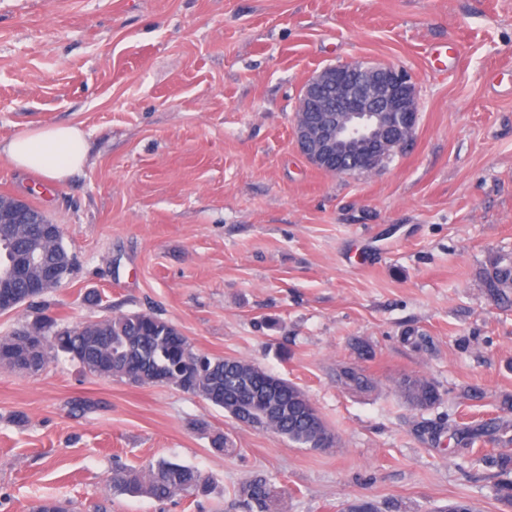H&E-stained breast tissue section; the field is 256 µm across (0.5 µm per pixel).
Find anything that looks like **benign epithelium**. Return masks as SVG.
<instances>
[{
	"mask_svg": "<svg viewBox=\"0 0 512 512\" xmlns=\"http://www.w3.org/2000/svg\"><path fill=\"white\" fill-rule=\"evenodd\" d=\"M419 122L415 83L395 66L360 67L354 63L325 67L306 82L298 98L294 138L300 152L317 168L338 176L375 172L385 157L400 152ZM1 224H32L25 239L23 265L40 264L42 252L58 231L38 224L19 198L0 199ZM14 262L0 269V312L19 301L13 287ZM69 276L59 267L32 284V295L51 291Z\"/></svg>",
	"mask_w": 512,
	"mask_h": 512,
	"instance_id": "7a95c632",
	"label": "benign epithelium"
}]
</instances>
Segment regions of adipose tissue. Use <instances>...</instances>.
Listing matches in <instances>:
<instances>
[{
  "label": "adipose tissue",
  "mask_w": 512,
  "mask_h": 512,
  "mask_svg": "<svg viewBox=\"0 0 512 512\" xmlns=\"http://www.w3.org/2000/svg\"><path fill=\"white\" fill-rule=\"evenodd\" d=\"M0 154L16 168L58 182L83 166L87 143L79 126L36 124L1 144Z\"/></svg>",
  "instance_id": "adipose-tissue-1"
}]
</instances>
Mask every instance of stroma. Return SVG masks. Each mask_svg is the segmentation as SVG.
<instances>
[{
  "label": "stroma",
  "mask_w": 512,
  "mask_h": 512,
  "mask_svg": "<svg viewBox=\"0 0 512 512\" xmlns=\"http://www.w3.org/2000/svg\"><path fill=\"white\" fill-rule=\"evenodd\" d=\"M356 62L408 71L420 118L384 168L336 176L299 152L295 106L312 73ZM34 124L80 126L87 161L50 183L0 155V194L59 224L76 266L0 312V337L39 316L150 311L194 349L300 387L336 440L303 448L64 357L0 366V512H245L254 474L283 512L354 498L512 512L496 491L512 480L496 463L512 438V305L479 286L512 253V0H0V142ZM413 329L427 348L404 342ZM346 366L372 389L342 385ZM405 375L440 401L411 405ZM424 421L451 429L433 441ZM161 459L199 469L209 494L113 493L114 467ZM400 394L420 409H427L439 401L441 395L437 387L419 376H404L397 382Z\"/></svg>",
  "instance_id": "stroma-1"
}]
</instances>
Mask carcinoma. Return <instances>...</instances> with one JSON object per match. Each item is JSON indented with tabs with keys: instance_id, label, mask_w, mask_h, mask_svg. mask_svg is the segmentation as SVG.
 I'll use <instances>...</instances> for the list:
<instances>
[{
	"instance_id": "cac0c4a2",
	"label": "carcinoma",
	"mask_w": 512,
	"mask_h": 512,
	"mask_svg": "<svg viewBox=\"0 0 512 512\" xmlns=\"http://www.w3.org/2000/svg\"><path fill=\"white\" fill-rule=\"evenodd\" d=\"M481 287L492 298L512 300V254L497 253L480 274ZM47 338L46 348L21 364L28 348L9 336L0 338V364L28 372L41 370L52 353H62L89 373L136 385L168 384L198 396L243 418L255 427L272 430L300 447L332 446L335 435L310 398L296 385L268 372L257 363L215 357L196 351L176 327L152 312H132L85 325L58 326L53 319L36 320ZM400 394L421 409L440 399L437 387L425 378L405 376L397 382ZM112 489L133 497L167 500L176 495H205L209 485L190 466L160 460L142 469H117ZM248 512H274L282 493L256 475L238 488ZM341 512H381L378 503L350 499Z\"/></svg>"
}]
</instances>
